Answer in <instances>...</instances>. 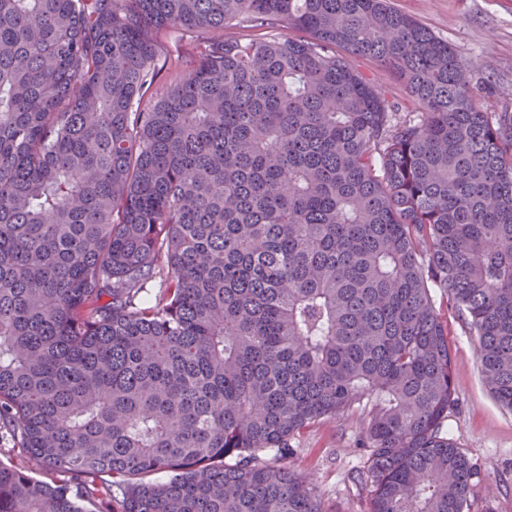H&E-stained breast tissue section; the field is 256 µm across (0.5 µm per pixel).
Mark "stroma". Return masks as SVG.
<instances>
[{"label": "stroma", "instance_id": "35a3bbf8", "mask_svg": "<svg viewBox=\"0 0 512 512\" xmlns=\"http://www.w3.org/2000/svg\"><path fill=\"white\" fill-rule=\"evenodd\" d=\"M448 41L472 73L481 100L493 112H512V0H392ZM202 38L198 32L166 31L158 40L160 71L154 95L190 69ZM436 307L448 326L453 382L458 404L445 423L450 438L481 471L471 495V512H512V412L487 393L476 354L477 338L435 290ZM363 408L340 421L311 426L296 442V468L313 475L323 512H367L370 487L355 477L364 453L358 448Z\"/></svg>", "mask_w": 512, "mask_h": 512}]
</instances>
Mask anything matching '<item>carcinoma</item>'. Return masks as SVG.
Listing matches in <instances>:
<instances>
[{
  "label": "carcinoma",
  "mask_w": 512,
  "mask_h": 512,
  "mask_svg": "<svg viewBox=\"0 0 512 512\" xmlns=\"http://www.w3.org/2000/svg\"><path fill=\"white\" fill-rule=\"evenodd\" d=\"M435 288L512 412V113L390 0H0V512H323L291 441L360 405L368 512H470ZM205 36L201 32L166 31L158 40L157 63L160 71L153 87L152 98L145 97L142 103L147 108L164 93L177 74L187 71L194 64L198 56V45ZM352 65L369 77H375L385 91L387 100L395 107L396 112H413V107L402 85L389 74L380 70L372 60L354 57Z\"/></svg>",
  "instance_id": "obj_1"
}]
</instances>
